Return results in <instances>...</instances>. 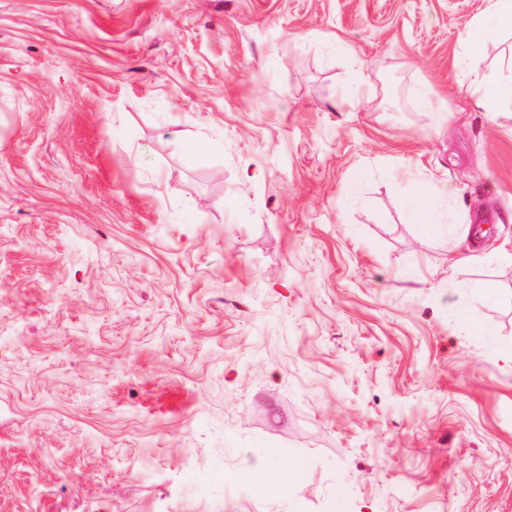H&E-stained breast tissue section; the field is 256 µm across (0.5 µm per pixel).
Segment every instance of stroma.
I'll list each match as a JSON object with an SVG mask.
<instances>
[{
    "label": "stroma",
    "instance_id": "stroma-1",
    "mask_svg": "<svg viewBox=\"0 0 512 512\" xmlns=\"http://www.w3.org/2000/svg\"><path fill=\"white\" fill-rule=\"evenodd\" d=\"M484 6L0 0V512H512ZM488 5L469 20L461 36L460 46L465 61L474 63L483 41L502 28L512 29V0H487ZM408 206L414 219L419 224H423V227L428 231L441 232L448 230L447 224H441L437 218L433 198L426 185H422L416 191Z\"/></svg>",
    "mask_w": 512,
    "mask_h": 512
}]
</instances>
